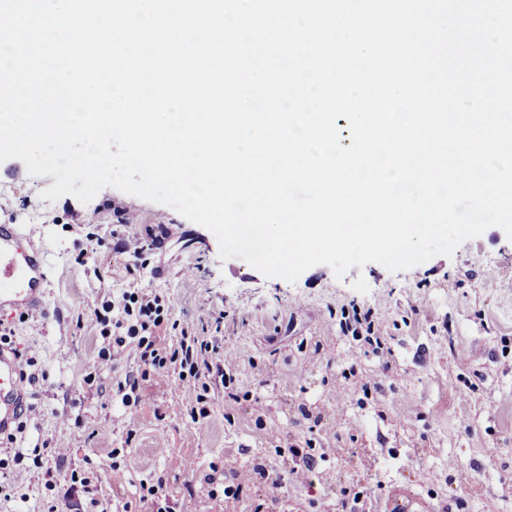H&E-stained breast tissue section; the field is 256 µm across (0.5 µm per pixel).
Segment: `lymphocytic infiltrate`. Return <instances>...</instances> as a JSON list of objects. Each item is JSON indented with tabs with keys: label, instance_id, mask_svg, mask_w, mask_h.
<instances>
[{
	"label": "lymphocytic infiltrate",
	"instance_id": "f902f5d3",
	"mask_svg": "<svg viewBox=\"0 0 512 512\" xmlns=\"http://www.w3.org/2000/svg\"><path fill=\"white\" fill-rule=\"evenodd\" d=\"M96 325L101 337L112 341L104 357L107 366L118 368L129 350L138 358L137 369L125 372L116 383V392L127 406L140 407L150 388L163 384L197 423L209 417L217 396L233 399L240 355L225 348L223 337L207 336L193 324L170 320L159 293L147 289L121 293L104 305ZM266 437L277 455L291 458V465L273 472L255 464L226 472L211 465L203 480L210 486L209 498L220 502L223 512H243L249 491L258 483L271 503L285 498L289 486L313 484L318 463L326 457L317 434L289 439L270 431ZM100 483L97 468L71 470L67 489L48 503L47 512H96Z\"/></svg>",
	"mask_w": 512,
	"mask_h": 512
}]
</instances>
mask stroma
Masks as SVG:
<instances>
[{"instance_id":"stroma-1","label":"stroma","mask_w":512,"mask_h":512,"mask_svg":"<svg viewBox=\"0 0 512 512\" xmlns=\"http://www.w3.org/2000/svg\"><path fill=\"white\" fill-rule=\"evenodd\" d=\"M53 182L30 176L19 159L0 162V224L17 225L23 240L40 247L47 300L58 313L45 321L4 308L0 333L21 359H34L40 376L13 450L28 454L49 440L70 453L66 465L49 457L24 472L11 497L0 498V512H41L46 480L65 488L70 470L89 459L102 470L108 512H145L139 484L158 476L185 512H215L206 492L185 499L186 484L200 476L172 461L227 469L255 458L277 462L253 424L258 414L291 438L316 429L331 450L315 487L289 488L285 504H265L262 486L253 487L264 512H341L359 488L365 512H390L398 496L412 498L415 512H512V240L502 229L405 271L369 263L339 279L317 265L290 283L242 259H221L213 233L168 206L113 187L87 203L42 199ZM117 207L129 210L133 224L116 225ZM163 226L168 236L141 255L113 249V232L146 239ZM129 288L163 293L180 321L223 316L224 346L242 357L237 386L253 394L238 404L235 427H225L220 402L210 418L191 423L163 385L130 414L115 393L118 373L101 365L104 340L91 326L95 308ZM354 304L374 308L389 363L337 328ZM254 361L267 367V385L254 384ZM350 369L377 378L380 391L364 395L356 378H344ZM342 392L349 401L338 402ZM125 446L116 481L111 451ZM452 462L469 481L454 480Z\"/></svg>"}]
</instances>
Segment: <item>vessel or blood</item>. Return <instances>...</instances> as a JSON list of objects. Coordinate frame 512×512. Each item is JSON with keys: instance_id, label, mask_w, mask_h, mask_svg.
<instances>
[{"instance_id": "obj_1", "label": "vessel or blood", "mask_w": 512, "mask_h": 512, "mask_svg": "<svg viewBox=\"0 0 512 512\" xmlns=\"http://www.w3.org/2000/svg\"><path fill=\"white\" fill-rule=\"evenodd\" d=\"M16 228L0 224V307L30 314H48L45 299L47 271L36 244L15 245ZM20 358L0 344V437L9 435L30 406Z\"/></svg>"}]
</instances>
